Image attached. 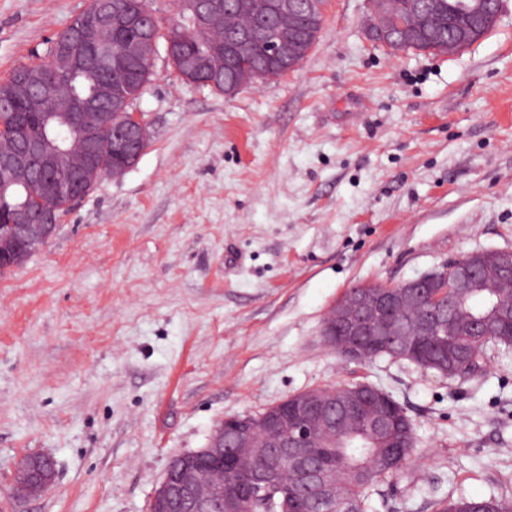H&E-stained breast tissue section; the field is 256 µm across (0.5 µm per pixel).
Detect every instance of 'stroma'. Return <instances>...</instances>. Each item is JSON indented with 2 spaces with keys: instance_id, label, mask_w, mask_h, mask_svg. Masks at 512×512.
<instances>
[{
  "instance_id": "1",
  "label": "stroma",
  "mask_w": 512,
  "mask_h": 512,
  "mask_svg": "<svg viewBox=\"0 0 512 512\" xmlns=\"http://www.w3.org/2000/svg\"><path fill=\"white\" fill-rule=\"evenodd\" d=\"M90 3L0 0V78ZM369 24V0H328L300 68L232 95L157 62L138 161L0 276V512H148L225 418L359 382L420 441L381 512L512 496V348L462 382L322 335L355 285L512 250V0L452 56L390 55ZM27 452L57 471L31 499ZM42 464L29 466L27 456L19 457L13 467V481L17 491L28 497H37L51 487L56 480L52 463L41 457Z\"/></svg>"
}]
</instances>
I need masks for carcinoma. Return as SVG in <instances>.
Segmentation results:
<instances>
[{
  "label": "carcinoma",
  "instance_id": "1",
  "mask_svg": "<svg viewBox=\"0 0 512 512\" xmlns=\"http://www.w3.org/2000/svg\"><path fill=\"white\" fill-rule=\"evenodd\" d=\"M282 0H198L201 10L208 15V22L200 26L194 17L189 0H174L175 16L167 29L148 28L143 25L144 14L153 11L152 0H112V10L127 19V25L112 30L97 25L95 4L79 15L70 26L52 40L53 48L43 55L14 67L0 81V153L17 148L23 140H35L44 131V113L29 106L32 97L56 100L69 111L74 107L73 92L84 89L83 77L95 76L97 84L112 83V92L101 95L90 103L98 112H108L112 117L132 112V103L141 97L153 74L154 61L150 52H141L144 31H150L157 40L170 37L180 44L181 52L203 56L216 45L228 46L240 28H250L254 35L242 45L232 48L230 65L209 88L225 93L235 83L241 85L280 76L292 69L296 62L308 57L323 28L325 16L318 9L307 11L296 8L284 12ZM390 20L391 38L400 43L406 52L413 54L447 55L463 51L485 35L496 24L495 0H384ZM77 27H92L99 44L112 47V76L101 67H92V49L73 38ZM297 36L294 55L279 59L269 54L268 45L286 35ZM83 149L77 143L68 146L61 164L45 174L32 173L27 186L17 190L8 199L12 208L26 204L30 210L51 216L57 223L68 213L74 198L66 192L51 193L43 190L46 179L62 182L66 170L81 167ZM129 168L132 163L112 155L109 144L101 146L96 168L86 172V188L91 190L100 182L113 176L114 168ZM48 225L32 221L26 224L0 223V241L8 245L9 265H21L35 248L46 240ZM484 280L489 288H473L467 298L454 302L450 330L434 333L436 340L469 351V365L464 372L467 380L481 373L487 350L502 345L512 346V325H506L480 341L474 336L472 323L480 314L483 296L491 295L505 304H512V280L502 278L488 270ZM448 299L438 302L425 300L418 308L407 307L394 316L410 323L430 309L441 307ZM388 357L415 362L413 356L391 346L371 349L366 360ZM390 437H380L374 442H350L344 448L323 449L324 457L333 463L328 471L334 487L328 496H300L292 502H283L278 486L297 487L300 480L294 471L283 464L271 482L270 491L260 492L243 501L242 512H373L370 496L376 494L385 502L381 487L395 479L408 464L417 435L414 422H409L403 434L404 448L396 460H388ZM238 471L231 466H218L209 476L212 489L231 491ZM439 512H512V499L490 497L478 499L462 496L449 501Z\"/></svg>",
  "mask_w": 512,
  "mask_h": 512
}]
</instances>
